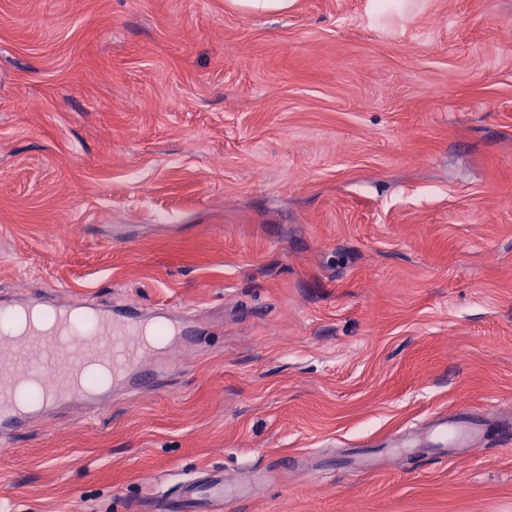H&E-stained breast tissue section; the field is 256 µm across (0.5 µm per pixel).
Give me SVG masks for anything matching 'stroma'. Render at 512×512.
Wrapping results in <instances>:
<instances>
[{
  "mask_svg": "<svg viewBox=\"0 0 512 512\" xmlns=\"http://www.w3.org/2000/svg\"><path fill=\"white\" fill-rule=\"evenodd\" d=\"M510 197L512 0H0V300L197 338L0 450V512L211 467L251 487L224 512H512ZM462 406L476 449L386 451Z\"/></svg>",
  "mask_w": 512,
  "mask_h": 512,
  "instance_id": "obj_1",
  "label": "stroma"
}]
</instances>
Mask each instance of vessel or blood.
Here are the masks:
<instances>
[{"instance_id": "1", "label": "vessel or blood", "mask_w": 512, "mask_h": 512, "mask_svg": "<svg viewBox=\"0 0 512 512\" xmlns=\"http://www.w3.org/2000/svg\"><path fill=\"white\" fill-rule=\"evenodd\" d=\"M93 314L88 331H79L71 318L72 305L55 304L49 328L28 324L19 334L0 339V439L24 430L36 416L20 401L22 393L35 395L40 408L64 403L82 409L95 408L101 397L91 376L110 375L122 389L141 392L157 379L158 362L152 356L148 332L156 335H187L192 316L189 309L175 315L147 314L133 302L87 301ZM430 438L449 450L480 444L485 425L469 409L431 420ZM248 490L225 482L223 471L204 469L184 481L170 494L147 492L135 512H222L224 506L244 499Z\"/></svg>"}]
</instances>
